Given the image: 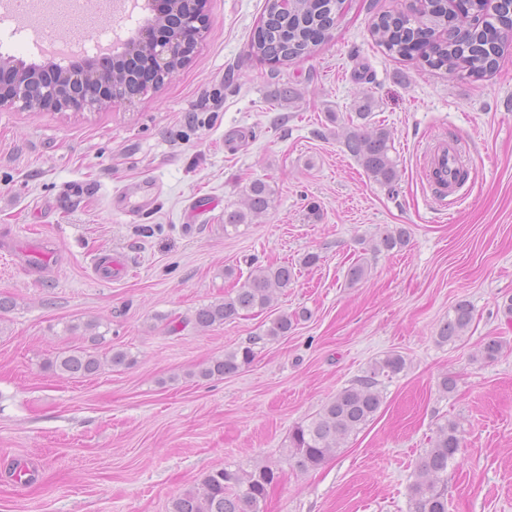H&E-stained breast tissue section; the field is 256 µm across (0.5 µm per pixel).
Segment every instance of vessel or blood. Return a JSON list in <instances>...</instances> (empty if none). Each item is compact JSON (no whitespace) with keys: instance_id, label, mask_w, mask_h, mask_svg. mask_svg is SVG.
<instances>
[{"instance_id":"b4317fda","label":"vessel or blood","mask_w":512,"mask_h":512,"mask_svg":"<svg viewBox=\"0 0 512 512\" xmlns=\"http://www.w3.org/2000/svg\"><path fill=\"white\" fill-rule=\"evenodd\" d=\"M467 165L466 150L460 142L440 139L427 148L422 174L438 203H445L448 195L459 188V173Z\"/></svg>"}]
</instances>
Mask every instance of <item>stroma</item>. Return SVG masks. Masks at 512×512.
Here are the masks:
<instances>
[{
    "instance_id": "35a3bbf8",
    "label": "stroma",
    "mask_w": 512,
    "mask_h": 512,
    "mask_svg": "<svg viewBox=\"0 0 512 512\" xmlns=\"http://www.w3.org/2000/svg\"><path fill=\"white\" fill-rule=\"evenodd\" d=\"M264 3L207 0L206 38L159 93L81 113L0 110V242L52 243L37 270L0 254V297L16 303L0 324V512H169L209 472L255 463L280 471L264 512H408L414 469L448 419L464 430L448 512H512V320L498 309L512 297V45L493 74L451 75L373 40L374 16L407 0H346L330 40L274 70L248 56ZM364 99L365 129L390 136L391 188L344 145ZM445 137L470 165L464 197L443 207L421 154ZM255 179L274 189L271 208L225 232ZM395 225L408 244L371 251ZM309 252L320 261L306 268ZM106 257L126 274L101 279ZM358 260L368 272L349 281ZM283 262L296 276L271 307L181 327L250 265ZM461 300L470 331L438 344ZM283 313L297 318L288 336L262 340ZM93 318L97 342L78 329ZM490 339L503 350L486 362ZM248 344L255 359L236 374L196 377ZM76 348L135 363L42 369ZM389 353L406 368L383 380L374 420L317 469L295 467L291 430Z\"/></svg>"
}]
</instances>
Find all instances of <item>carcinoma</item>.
Returning a JSON list of instances; mask_svg holds the SVG:
<instances>
[{"mask_svg":"<svg viewBox=\"0 0 512 512\" xmlns=\"http://www.w3.org/2000/svg\"><path fill=\"white\" fill-rule=\"evenodd\" d=\"M343 4L344 0H290L285 10L278 0H266L250 39L251 56L273 67L311 56L331 36L342 16ZM371 35L392 54L417 59L431 68H444L450 74L464 72L483 78L496 70L504 49L512 44V16L498 11L484 28L463 32L458 14L448 13L447 0H423L414 18L407 13L377 16ZM345 147L375 181L393 186L396 164L390 156L385 129H354L346 137ZM274 194L267 182L251 181L245 208L224 212V227L236 229L252 223L268 211ZM408 240V230L395 226L378 236L373 250L401 249ZM294 275V267L287 263L259 266L250 271L246 282L234 293L197 308L182 323L206 329L232 321L243 312L262 310L270 305L276 292L292 284ZM473 318L470 303H457L448 319L438 326L437 342L454 345L462 341ZM292 327L293 317L284 313L271 322L265 337L286 336ZM253 358L252 347L240 346L202 364L198 376L221 379L238 372ZM134 362V357L123 350L103 359L80 349L56 355L45 362V368L59 375L87 377L106 365L130 366ZM405 365L404 357L395 353L374 361L365 375L331 397L316 417L296 426L288 440L289 459L295 466L305 471L315 469L336 455L350 436L362 431L376 416L382 402L380 378L402 372ZM462 444V429L457 421L449 419L437 427L431 448L422 457L408 487L409 512H448V465ZM278 478V471L267 464L218 469L174 498L170 512H263L262 505Z\"/></svg>","mask_w":512,"mask_h":512,"instance_id":"carcinoma-1","label":"carcinoma"}]
</instances>
